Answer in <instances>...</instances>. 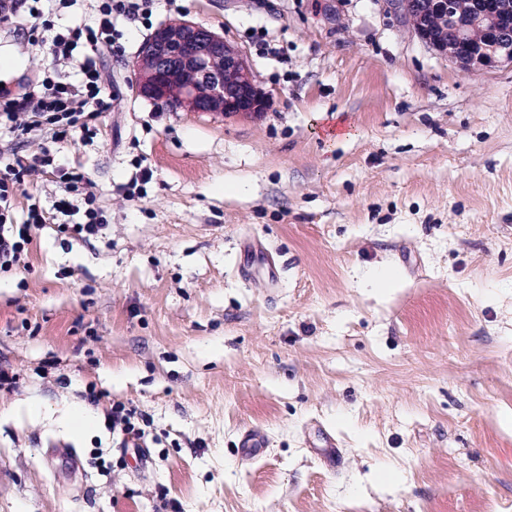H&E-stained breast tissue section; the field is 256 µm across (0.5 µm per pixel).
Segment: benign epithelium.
Returning <instances> with one entry per match:
<instances>
[{"instance_id": "7a95c632", "label": "benign epithelium", "mask_w": 512, "mask_h": 512, "mask_svg": "<svg viewBox=\"0 0 512 512\" xmlns=\"http://www.w3.org/2000/svg\"><path fill=\"white\" fill-rule=\"evenodd\" d=\"M402 15L426 45L448 57L462 71L512 63V43L492 31L481 50L470 49L466 27L451 21L455 38L448 44L432 41L421 20L428 8L441 9L443 0H386ZM194 72L187 83L182 75ZM135 84L138 93L165 105L172 112L225 115L265 112L269 98L259 88L245 55L224 36L190 20L165 24L139 49Z\"/></svg>"}]
</instances>
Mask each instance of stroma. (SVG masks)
<instances>
[{"instance_id":"obj_1","label":"stroma","mask_w":512,"mask_h":512,"mask_svg":"<svg viewBox=\"0 0 512 512\" xmlns=\"http://www.w3.org/2000/svg\"><path fill=\"white\" fill-rule=\"evenodd\" d=\"M176 19L242 50L269 111L138 95ZM30 27L0 23L16 94ZM119 28L100 134L53 146L109 226L44 225L0 273V512H512V64L463 72L385 0H156ZM118 401L151 421L142 458ZM111 417L112 434L116 433L119 436L121 448H139L145 443V439L148 437L143 427L145 420L137 407L120 402L113 403Z\"/></svg>"}]
</instances>
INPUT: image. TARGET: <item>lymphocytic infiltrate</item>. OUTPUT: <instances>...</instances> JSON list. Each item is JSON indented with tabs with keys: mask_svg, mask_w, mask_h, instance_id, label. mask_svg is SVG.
I'll use <instances>...</instances> for the list:
<instances>
[{
	"mask_svg": "<svg viewBox=\"0 0 512 512\" xmlns=\"http://www.w3.org/2000/svg\"><path fill=\"white\" fill-rule=\"evenodd\" d=\"M154 0H98L90 24L62 34L46 16L42 0H0V22L9 23L21 16L33 19L37 43L43 49V60L35 68L41 74L37 94L18 96L0 92V124L8 125L14 137L31 143L36 135L47 134L58 142L74 135L91 139L99 132V121L111 111L113 98L106 93L100 64L102 50H118L120 32L115 18L148 21ZM78 66L77 82L62 80L61 69ZM53 175L58 188L54 209L61 214L74 212L76 204H84L85 220L59 225V232L78 240L97 237L105 228V218L97 205V185L79 167L56 164L48 146L38 145L31 156L14 155L0 167V272L17 271L26 265L33 241L32 231L45 224L47 212L29 205L24 223H16L14 201L44 175Z\"/></svg>",
	"mask_w": 512,
	"mask_h": 512,
	"instance_id": "lymphocytic-infiltrate-1",
	"label": "lymphocytic infiltrate"
}]
</instances>
